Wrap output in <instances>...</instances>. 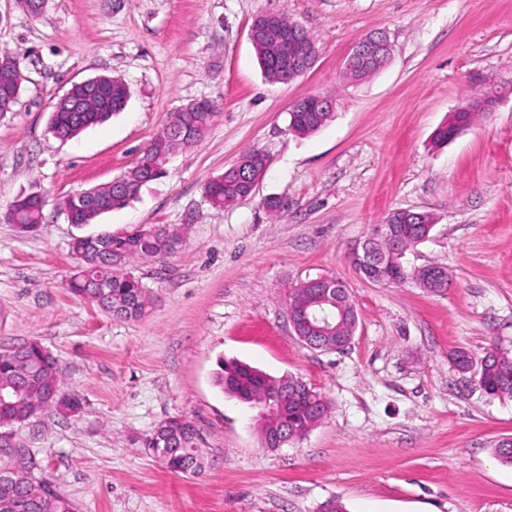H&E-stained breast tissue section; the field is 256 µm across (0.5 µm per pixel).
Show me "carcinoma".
<instances>
[{
	"label": "carcinoma",
	"mask_w": 512,
	"mask_h": 512,
	"mask_svg": "<svg viewBox=\"0 0 512 512\" xmlns=\"http://www.w3.org/2000/svg\"><path fill=\"white\" fill-rule=\"evenodd\" d=\"M255 30L254 49L264 76L272 82H287L296 75L281 70L270 61V44L296 33L315 44L306 30H295V24L283 12H265L252 22ZM347 74L363 79L379 71L370 62H346ZM22 77L17 61L6 51H0V116L13 111L18 104ZM70 98L81 104V111H69L67 104L57 102L50 115L51 133L66 140L86 128L102 123L122 112L129 99V90L121 82L108 83L102 88L87 90L81 85L69 88ZM307 99L298 100L289 112L288 130L305 136L318 131L335 116L333 112H313L306 107ZM184 119L191 134L179 139L173 130L179 121L174 116L161 134L143 151L141 165L133 166L117 176L121 185L112 189V195L100 212L85 202V191L62 198L61 207L72 212L86 224L94 223L102 213L127 205L134 200L146 184L143 172L156 165L179 148H188L200 142L210 130L217 116L216 105L208 100L191 102L185 106ZM267 156L252 148L223 174L210 180L206 195L213 207L222 209L249 199L259 180L267 170ZM44 204L37 198L21 194L0 217L17 226L19 232L34 231L43 220ZM434 227V218L419 213L414 223L396 225L401 235L400 247L408 250L426 240ZM183 243L179 229L171 224H157L149 229L134 230L114 235L104 232L80 236L72 243V252L78 259L75 272L67 288L70 293L87 301L102 312L120 319L144 316L152 304V295L142 280L128 270L140 257L163 258L174 253ZM358 313L353 301L345 303L344 310L336 314L332 328L324 332H310L308 347L326 352L336 345V337L356 334ZM216 382L221 389L237 399L251 400L260 406L270 392L273 379L263 372L241 362H218ZM477 382L480 389L491 397L512 398V355L490 350L480 361ZM63 371L57 359L37 341L8 348H0V456L13 459L18 472L5 480L0 475V512H74L71 501L58 494L46 479L28 474L25 450L14 441V428L42 414H75L81 409L80 399L62 393ZM328 403L322 394L304 384L288 394V401L271 418L269 427L288 424V435L293 440L303 439L310 431V422L325 418ZM204 438L198 426L182 417H172L160 424L145 438L144 447L159 459L164 468L177 476L197 475L203 465Z\"/></svg>",
	"instance_id": "cac0c4a2"
}]
</instances>
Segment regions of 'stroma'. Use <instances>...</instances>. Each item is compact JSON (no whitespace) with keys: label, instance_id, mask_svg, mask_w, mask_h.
<instances>
[{"label":"stroma","instance_id":"obj_1","mask_svg":"<svg viewBox=\"0 0 512 512\" xmlns=\"http://www.w3.org/2000/svg\"><path fill=\"white\" fill-rule=\"evenodd\" d=\"M282 11L308 30L318 58L306 74L267 82L248 31ZM386 34L377 74L346 79L353 45ZM24 76L0 118V215L23 191L44 221L20 233L0 219V348L38 341L58 360L74 415L35 417L16 440L32 473L76 512H512V465L494 455L512 437V398L483 393L450 361L512 353V0H46L38 15L0 0V51ZM107 75L130 90L125 109L61 140L49 130L72 84ZM499 103L454 141L436 129L487 90ZM333 98L317 132L288 130L299 98ZM219 114L162 177L91 225L68 223L61 198L131 168L174 113L194 100ZM269 166L253 196L217 209L204 187L248 148ZM287 200L270 215L267 198ZM433 214L406 268L439 264V294L414 281L378 284L349 263L355 242L393 210ZM179 226L182 246L134 263L154 295L119 319L71 295L74 237ZM345 281L358 329L341 352L293 333L292 287ZM292 375L329 411L304 439L265 448L259 410L216 383L218 360ZM185 417L204 437L201 475L170 474L142 441Z\"/></svg>","mask_w":512,"mask_h":512}]
</instances>
